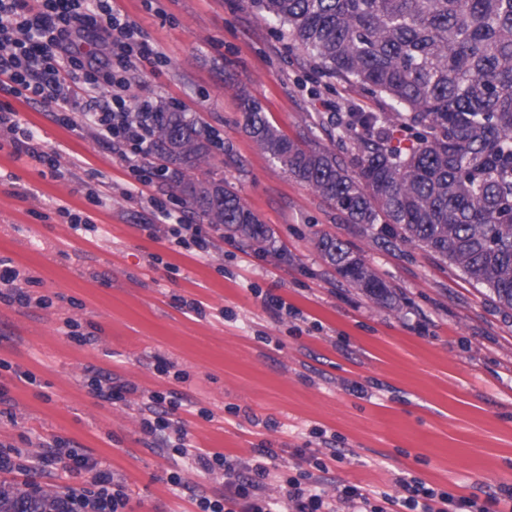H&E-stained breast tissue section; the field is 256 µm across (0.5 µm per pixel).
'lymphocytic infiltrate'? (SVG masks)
<instances>
[{
	"label": "lymphocytic infiltrate",
	"instance_id": "lymphocytic-infiltrate-1",
	"mask_svg": "<svg viewBox=\"0 0 512 512\" xmlns=\"http://www.w3.org/2000/svg\"><path fill=\"white\" fill-rule=\"evenodd\" d=\"M103 35L101 57H83L74 51V39L86 28ZM155 53L149 48L140 27L112 6V0H0V92L18 95L28 92L52 111L58 112L63 125H73L82 117L99 135L122 146V159L141 185L157 179L155 168L145 165L151 144L150 127L132 119V112L152 111L150 101L129 105L123 92L126 74L138 63L152 62ZM159 221L150 225V233L164 232L176 246L200 257L210 252L211 241L199 229H186L164 204H156ZM150 416L143 424L151 431L173 430L174 445L186 447L187 432L172 427L169 417L181 405L175 393H144ZM258 462L236 470L223 453L206 452L195 456L205 471L224 472L227 495L221 500L199 498L200 512H227L229 506H240L241 512H276L278 500H285L294 512H322L325 493L309 485L308 474L289 478L280 487V498L267 493V463L275 459L272 449H258ZM72 459L77 468L92 475V488L69 490L61 500L63 512H123L126 495L110 470L89 457L66 456L53 447L41 452L37 462L43 466ZM404 492L398 498L406 512H435L437 501H453L456 512H490L501 500L512 501V488H502L490 495L485 506L467 497L449 499L416 479L398 478Z\"/></svg>",
	"mask_w": 512,
	"mask_h": 512
}]
</instances>
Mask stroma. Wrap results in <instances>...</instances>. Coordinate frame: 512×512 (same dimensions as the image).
<instances>
[{"label": "stroma", "instance_id": "35a3bbf8", "mask_svg": "<svg viewBox=\"0 0 512 512\" xmlns=\"http://www.w3.org/2000/svg\"><path fill=\"white\" fill-rule=\"evenodd\" d=\"M112 5L164 57L129 72V103L176 105L205 127L221 176L272 242L258 249L200 223L170 179L140 185L89 123L61 125L40 103L0 92V110L16 112L56 159L51 169L18 153L0 129V261L31 296L23 306L0 301V445L32 461L41 443L65 442L111 470L128 495L125 512H199L200 497L223 498V475L198 468V450L236 463L270 448L269 489L308 471L314 485H354L378 506L402 496L400 473L480 504L512 486V310L420 248L346 223L242 128L247 93L289 138L347 154L329 113L384 112L387 103L348 83L309 94L306 56L250 0ZM153 197L200 225L213 243L208 256L150 236ZM68 209L103 235L75 232ZM323 233L394 288V306L325 262L314 244ZM265 294L298 317L266 309ZM68 319L92 342L65 336ZM162 360L168 372L158 371ZM98 372L132 394L100 400L88 384ZM147 390L181 395L171 420L187 430L192 454L164 448L144 428ZM333 449L341 460H329ZM0 481L61 495L89 487L90 475L57 467Z\"/></svg>", "mask_w": 512, "mask_h": 512}]
</instances>
